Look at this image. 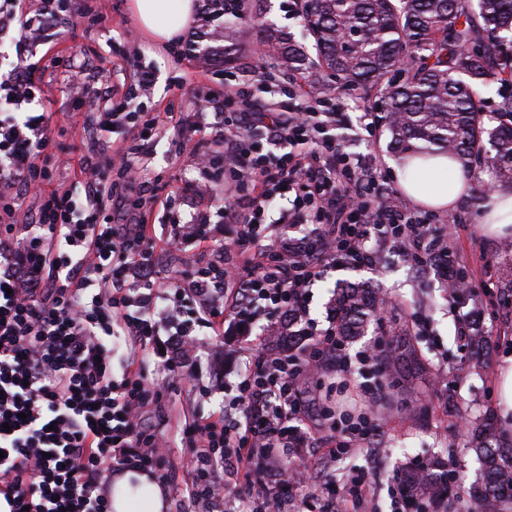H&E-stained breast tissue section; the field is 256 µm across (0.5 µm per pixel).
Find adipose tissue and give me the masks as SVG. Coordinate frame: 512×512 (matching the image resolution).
<instances>
[{"label":"adipose tissue","mask_w":512,"mask_h":512,"mask_svg":"<svg viewBox=\"0 0 512 512\" xmlns=\"http://www.w3.org/2000/svg\"><path fill=\"white\" fill-rule=\"evenodd\" d=\"M132 11L139 26L154 42L164 45L176 40L181 26L191 20L196 8L195 0H132ZM427 177L412 183L405 168H398L401 191L415 202L441 210L454 209L457 203L472 191L469 174L461 171L458 163L445 157L427 161ZM454 171L452 181L435 179L437 171ZM481 223L485 230L503 233L512 227V187L498 186L487 193L480 202ZM147 486L149 496L141 501L130 498L132 483ZM112 512H165L166 497L161 487L142 471L127 470L118 474L112 483Z\"/></svg>","instance_id":"ef3b65f1"}]
</instances>
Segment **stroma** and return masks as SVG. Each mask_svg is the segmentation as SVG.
<instances>
[{
    "label": "stroma",
    "instance_id": "obj_1",
    "mask_svg": "<svg viewBox=\"0 0 512 512\" xmlns=\"http://www.w3.org/2000/svg\"><path fill=\"white\" fill-rule=\"evenodd\" d=\"M131 0H90L97 22L72 27L60 24L51 29L37 48L42 60L38 75L49 96L39 105L52 114L55 139L70 146L74 134H81L84 148L97 152L103 146L101 134L89 131V117L74 113L69 106L67 73L51 64L53 58L78 56L86 82L103 80L114 95H123L133 71L148 64L156 71L155 83L143 100L149 110L165 111L169 106H187L205 98L218 88L213 71L224 73L229 83L248 89L255 97L282 99L297 86L315 91L325 82L324 74L292 73L280 68L276 55H267L276 79L269 84L258 81L254 51L260 45L255 25L237 24L231 16L214 22L193 19L190 30L196 31L201 49L198 72L187 61L174 57L169 48L158 46L140 28L130 9ZM250 8L260 22L291 38L308 57H315L314 39L297 11V0H251ZM344 104L346 119L336 131V141L352 159L376 160L375 193L382 202H396L407 210H417L414 201L402 195L393 168L398 156L389 147V138L378 120L376 98L363 97L337 88ZM146 166L161 173L171 186L183 187L195 182L198 172L191 151L172 152L168 141H160ZM474 188L452 212L434 211L430 227L448 232V245L458 263L475 284V295L468 303L449 309L445 290L435 269H416L409 255L383 249L374 269L345 265L330 271L316 283L309 299V316L313 324L327 327L331 314L327 308L336 285L360 284L377 289L383 301L386 325L395 334L410 336L426 369L410 392L398 388H373L379 402L376 420L378 435L371 451L340 457L327 462L321 448L282 454L281 468L308 470L321 480L342 485L346 476L367 475L371 495L365 512H394L395 473L398 466L413 458L453 462L455 469L475 476L479 464L466 446L465 434L449 437L448 429L457 418L472 419L488 411H498L497 371L504 358L512 354V305H503L501 289L512 286V249L504 250V237L483 233L479 224V202L484 187L493 186L495 178L484 167L473 169ZM492 265H485L486 256ZM192 296L183 299V318L201 345L191 384L172 385L161 412L156 413L155 434L164 441L172 461L177 483H184L192 473V462L185 453L186 442L180 431L183 418L218 415L235 396V385L245 350L228 345L224 337L214 335L207 323L198 320ZM478 312L485 332L494 341L493 351L482 368H475L470 351L460 339V331L471 312Z\"/></svg>",
    "mask_w": 512,
    "mask_h": 512
}]
</instances>
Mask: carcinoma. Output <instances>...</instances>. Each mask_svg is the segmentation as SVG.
<instances>
[{"instance_id": "1", "label": "carcinoma", "mask_w": 512, "mask_h": 512, "mask_svg": "<svg viewBox=\"0 0 512 512\" xmlns=\"http://www.w3.org/2000/svg\"><path fill=\"white\" fill-rule=\"evenodd\" d=\"M304 14L318 50L315 68L365 96L380 92L393 150L443 155L468 173L484 159L498 181L512 184V0H304ZM263 44L284 68L306 66L304 54L281 34L266 31ZM493 84L500 101L488 127L480 89ZM333 305L343 343L379 320L373 288L340 285ZM471 336L478 357L491 337L477 324ZM384 355L390 371L407 379L423 370L407 337L387 344ZM467 434L479 478L468 485L435 459L423 469L405 466L398 486L413 509L456 490L479 512H512V448L500 445L494 416L469 425Z\"/></svg>"}]
</instances>
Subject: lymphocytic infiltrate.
<instances>
[{
    "instance_id": "lymphocytic-infiltrate-1",
    "label": "lymphocytic infiltrate",
    "mask_w": 512,
    "mask_h": 512,
    "mask_svg": "<svg viewBox=\"0 0 512 512\" xmlns=\"http://www.w3.org/2000/svg\"><path fill=\"white\" fill-rule=\"evenodd\" d=\"M20 3L0 0V35L24 50L38 46L49 25L85 16L82 0H42L32 15ZM35 72L21 61L0 75V497L10 512H111L109 470L137 469L170 483L145 419L164 387L143 366L164 324L173 329L167 377L192 382L197 354L180 322L184 291L193 293L199 318L246 339L261 316L305 315L309 291L327 268L374 265L372 239L399 245L417 263L433 262L448 278L458 273L447 240L429 234L423 218L353 190L357 175L334 133L341 117L335 98L262 102L225 84L190 111L143 112L131 102L152 86L148 67L137 68L126 93L97 118L100 131L120 136L112 154L89 156L72 145L80 188L45 193L37 223L47 233H31L16 221L15 187L42 190L58 166L50 113L27 109L44 93ZM194 134L199 175L231 194L212 213L180 212L166 183L140 165L155 141L169 139L179 150ZM133 181L144 205L165 199L172 234L157 237L141 217L115 223ZM285 190L294 197L279 211L282 230L266 235L270 204ZM186 239L212 248L217 259L188 266L176 280L161 277L157 253ZM115 336L130 343L118 381L106 344ZM379 360L375 343L349 355L332 326L301 354L252 355L240 400L217 417L185 423L193 473L177 492V512L195 503L223 512L227 481L250 488L252 512H305L318 483L269 466L277 449L311 445L300 377L327 362L349 390L355 374L376 372ZM372 417L361 405L347 425L331 427L324 448L334 457L363 450Z\"/></svg>"
}]
</instances>
